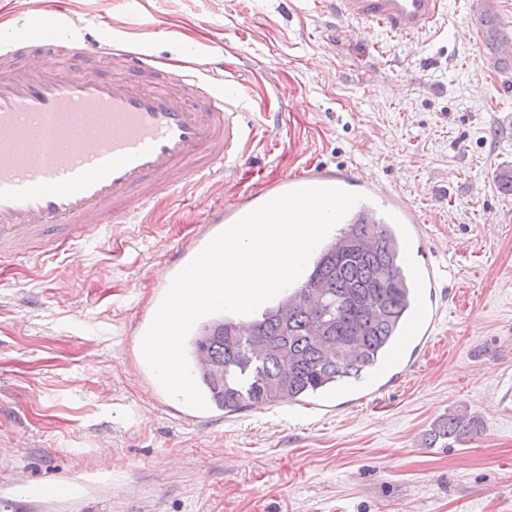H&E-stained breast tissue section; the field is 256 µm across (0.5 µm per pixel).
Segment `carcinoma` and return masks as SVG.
Here are the masks:
<instances>
[{
	"instance_id": "obj_1",
	"label": "carcinoma",
	"mask_w": 512,
	"mask_h": 512,
	"mask_svg": "<svg viewBox=\"0 0 512 512\" xmlns=\"http://www.w3.org/2000/svg\"><path fill=\"white\" fill-rule=\"evenodd\" d=\"M489 0H474L488 31ZM338 240L314 251L291 296L272 299L241 321L229 312L187 338L188 361L206 354L198 387L233 415L249 405L300 402L379 368L402 336L414 296L399 230L392 224H342ZM458 415L438 421L429 444L450 445L466 428Z\"/></svg>"
}]
</instances>
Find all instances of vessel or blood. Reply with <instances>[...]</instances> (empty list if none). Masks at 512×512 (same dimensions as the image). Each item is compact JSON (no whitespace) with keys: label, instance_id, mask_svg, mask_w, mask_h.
I'll return each instance as SVG.
<instances>
[{"label":"vessel or blood","instance_id":"obj_1","mask_svg":"<svg viewBox=\"0 0 512 512\" xmlns=\"http://www.w3.org/2000/svg\"><path fill=\"white\" fill-rule=\"evenodd\" d=\"M338 25L364 21L412 39L443 15L445 0H327ZM52 36L0 37V255H32L33 241L60 251L100 226L152 215L178 186L210 185L206 214L188 223L155 264L142 311L157 310L170 284L217 234L270 199L308 186L360 194L345 223L397 224L422 236L417 210L394 188L354 171L313 165L254 194L224 190V173L247 167L257 136L242 91L223 83V62L173 71L144 49L95 39L66 4ZM81 150H71L74 141ZM63 225L69 236L53 238Z\"/></svg>","mask_w":512,"mask_h":512}]
</instances>
